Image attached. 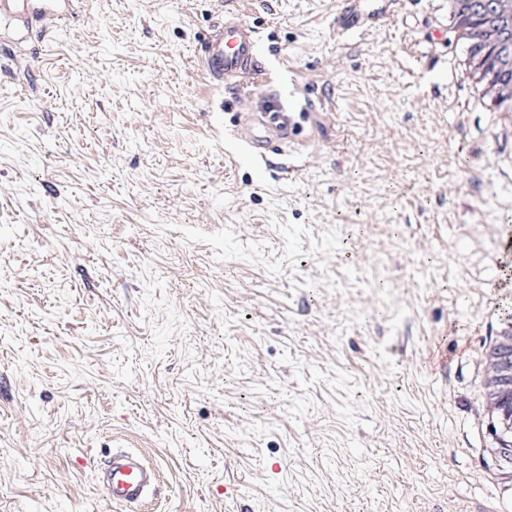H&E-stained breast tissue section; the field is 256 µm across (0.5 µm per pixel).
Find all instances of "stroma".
<instances>
[{"mask_svg": "<svg viewBox=\"0 0 512 512\" xmlns=\"http://www.w3.org/2000/svg\"><path fill=\"white\" fill-rule=\"evenodd\" d=\"M436 0H239L273 90L334 107L299 178L224 160L201 77L227 0H80L0 36V512H512L481 353L512 313V133ZM448 354L431 370L435 351ZM391 1L341 0L335 19L336 34L345 36L360 33L371 24L387 19ZM96 481L108 498L128 508L140 506L160 482L159 471L144 464L136 453L110 448L95 468Z\"/></svg>", "mask_w": 512, "mask_h": 512, "instance_id": "35a3bbf8", "label": "stroma"}]
</instances>
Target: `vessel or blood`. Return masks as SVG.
Instances as JSON below:
<instances>
[{"label": "vessel or blood", "instance_id": "vessel-or-blood-1", "mask_svg": "<svg viewBox=\"0 0 512 512\" xmlns=\"http://www.w3.org/2000/svg\"><path fill=\"white\" fill-rule=\"evenodd\" d=\"M64 0H0V22L9 21L25 8L33 7L45 27L57 28L65 21ZM391 0H340L336 15V33L340 36L362 32L390 13ZM258 31L242 20L236 4H229L221 23L214 25L201 40L198 59L206 79L236 90L243 83L268 85L266 70L257 56ZM234 138L255 163L273 165L272 156L288 152L296 156L306 144L318 141L320 133L313 112H298L270 96L262 112H243L231 130ZM276 166V165H273ZM280 175L295 178L298 168L292 164L276 166ZM96 481L108 498L129 508L140 506L160 482L158 470L144 464L136 453L111 448L95 468Z\"/></svg>", "mask_w": 512, "mask_h": 512}]
</instances>
